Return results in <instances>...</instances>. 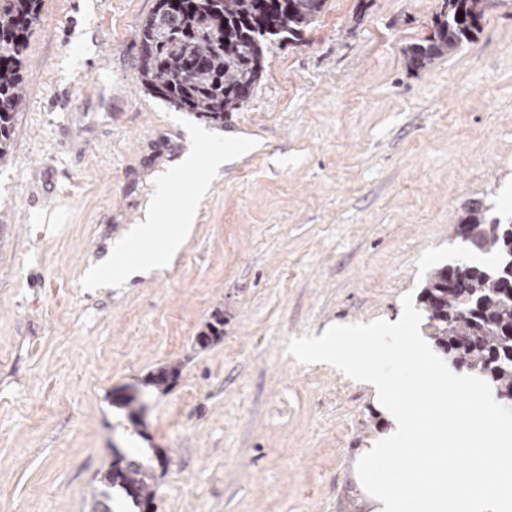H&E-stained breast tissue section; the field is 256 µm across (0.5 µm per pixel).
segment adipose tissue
Wrapping results in <instances>:
<instances>
[{
  "label": "adipose tissue",
  "instance_id": "1",
  "mask_svg": "<svg viewBox=\"0 0 512 512\" xmlns=\"http://www.w3.org/2000/svg\"><path fill=\"white\" fill-rule=\"evenodd\" d=\"M236 159V154L223 145H206L186 153L176 168L159 177L155 196L133 232L134 247L108 250L101 260V273L127 281L168 263L192 233L198 201L207 192L211 177ZM189 170L194 171V178L183 188L179 198H172L170 188ZM165 211L173 215L174 232L166 233L160 228L157 217Z\"/></svg>",
  "mask_w": 512,
  "mask_h": 512
}]
</instances>
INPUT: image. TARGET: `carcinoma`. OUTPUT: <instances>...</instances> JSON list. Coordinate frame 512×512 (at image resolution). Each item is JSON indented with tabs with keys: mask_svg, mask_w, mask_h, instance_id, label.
<instances>
[{
	"mask_svg": "<svg viewBox=\"0 0 512 512\" xmlns=\"http://www.w3.org/2000/svg\"><path fill=\"white\" fill-rule=\"evenodd\" d=\"M491 0H442L433 32L410 49L409 66L428 70L452 57L482 29ZM327 0H156L140 33L139 83L151 94L198 119L224 125L243 110L265 70L272 41L300 43L321 18ZM41 0H0V164L15 146V122L25 105L23 52L39 19ZM459 234L497 257L495 267L444 265L426 279L418 302L426 336L456 363L486 378L512 399V222L471 209ZM217 312L196 336L202 348L224 333ZM177 367L150 374L146 385L166 390ZM155 466L121 454L98 474L90 512H113L121 489L140 512L155 498Z\"/></svg>",
	"mask_w": 512,
	"mask_h": 512,
	"instance_id": "1",
	"label": "carcinoma"
}]
</instances>
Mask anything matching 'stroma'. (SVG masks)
I'll return each mask as SVG.
<instances>
[{
  "label": "stroma",
  "mask_w": 512,
  "mask_h": 512,
  "mask_svg": "<svg viewBox=\"0 0 512 512\" xmlns=\"http://www.w3.org/2000/svg\"><path fill=\"white\" fill-rule=\"evenodd\" d=\"M156 0H43L0 166V512H88L113 446L165 454L156 512H372L356 472L388 429L372 389L289 340L396 322L437 267L490 263L465 206L512 216V0L455 56L410 71L442 0H328L269 45L217 127L137 81ZM247 156L212 182L161 270L90 288L155 179L199 136ZM224 334L195 342L214 313ZM175 364L168 392L146 376ZM143 401L129 420L128 397Z\"/></svg>",
  "instance_id": "obj_1"
}]
</instances>
